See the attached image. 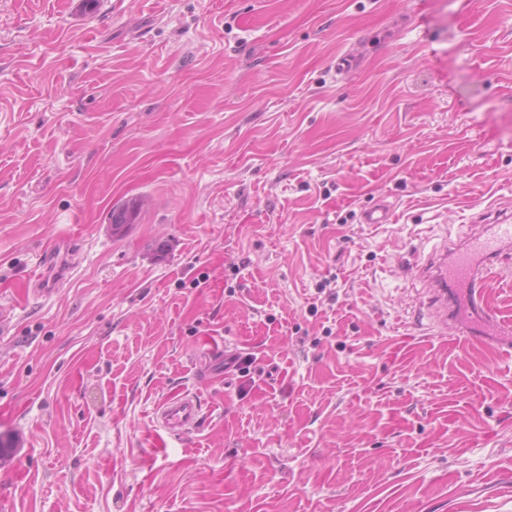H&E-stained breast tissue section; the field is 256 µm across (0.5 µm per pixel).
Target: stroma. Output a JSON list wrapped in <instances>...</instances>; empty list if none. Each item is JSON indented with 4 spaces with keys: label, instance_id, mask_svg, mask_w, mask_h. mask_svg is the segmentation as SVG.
<instances>
[{
    "label": "stroma",
    "instance_id": "stroma-1",
    "mask_svg": "<svg viewBox=\"0 0 512 512\" xmlns=\"http://www.w3.org/2000/svg\"><path fill=\"white\" fill-rule=\"evenodd\" d=\"M502 204L512 0H0V512H512V353L412 268ZM203 418L200 400L185 390L170 395L154 413L156 426L174 438H182L199 429Z\"/></svg>",
    "mask_w": 512,
    "mask_h": 512
}]
</instances>
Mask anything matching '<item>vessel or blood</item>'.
Segmentation results:
<instances>
[{"label":"vessel or blood","mask_w":512,"mask_h":512,"mask_svg":"<svg viewBox=\"0 0 512 512\" xmlns=\"http://www.w3.org/2000/svg\"><path fill=\"white\" fill-rule=\"evenodd\" d=\"M512 250V222L503 220L485 231L468 236L456 251L440 246L431 251L419 267L418 276L426 283L427 309L436 314L438 335H446L454 317L448 297L449 281L463 282L469 302L489 317L493 335L512 338V321L489 316L487 304V268ZM204 418L200 400L187 391L170 395L155 411L157 427L168 436L181 438L199 429Z\"/></svg>","instance_id":"obj_1"}]
</instances>
